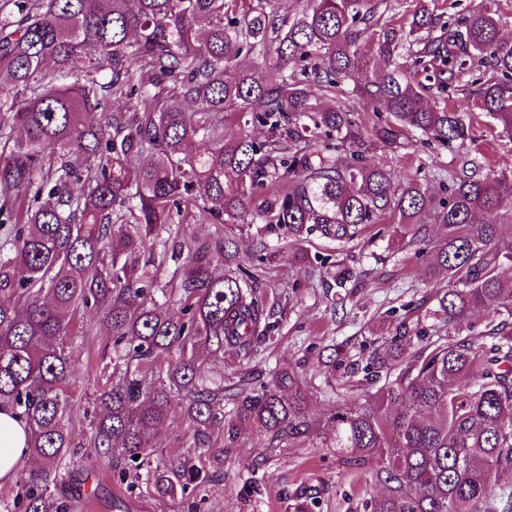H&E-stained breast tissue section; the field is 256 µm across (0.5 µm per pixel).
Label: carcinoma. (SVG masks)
<instances>
[{
	"instance_id": "1",
	"label": "carcinoma",
	"mask_w": 512,
	"mask_h": 512,
	"mask_svg": "<svg viewBox=\"0 0 512 512\" xmlns=\"http://www.w3.org/2000/svg\"><path fill=\"white\" fill-rule=\"evenodd\" d=\"M383 0H306L289 13L278 0H0V407L28 429L18 490L0 512H74L59 496L75 455L68 390L74 339L93 309L112 336V374L96 398L88 447L112 460L120 481L150 466L154 437L173 402L209 459L215 427L250 428L272 441L324 438L343 463L380 462L383 494L367 512H512V199L503 174L477 157L429 173L436 198L415 179L363 160L369 147L406 151L416 137L450 151L472 123L443 105L427 107L409 69L427 63L442 87L476 61L485 68L475 108L512 137V46L499 19L479 11L442 23L424 4L408 29L379 24ZM13 4L8 10L6 6ZM272 60L274 79L241 69L242 57ZM390 65L356 89L375 113L374 140L331 93L371 60ZM131 102L106 110L107 99ZM387 118H382V113ZM235 125L239 133L224 135ZM267 129L258 140L249 128ZM193 206L199 221L280 231L288 259L318 232L343 245L384 214L396 233L429 254L444 274L430 315L445 337L413 354L408 332L365 365L374 399L338 411L315 432L299 372L279 370L259 387L241 376L224 417V377L199 353L247 359L271 330L241 266L222 276L191 258L171 288L163 260L181 252L160 237L173 213ZM443 228L432 240L427 225ZM178 296L180 314L158 297ZM492 315L486 341L459 338L466 317ZM155 491L172 495L205 480L185 459L156 465ZM316 497L295 493L292 512Z\"/></svg>"
}]
</instances>
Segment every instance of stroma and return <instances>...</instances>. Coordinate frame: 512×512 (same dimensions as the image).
Listing matches in <instances>:
<instances>
[{
	"label": "stroma",
	"mask_w": 512,
	"mask_h": 512,
	"mask_svg": "<svg viewBox=\"0 0 512 512\" xmlns=\"http://www.w3.org/2000/svg\"><path fill=\"white\" fill-rule=\"evenodd\" d=\"M490 10L500 19L503 42L512 44V0H435L436 13L462 19L471 12ZM474 73L453 81L446 92L430 89L424 93L427 105L449 103L462 114H470L480 86ZM473 141L466 151L451 152L436 146H417L409 157L373 148L366 152L368 164L383 166L395 176H415L430 164L457 167L466 154L480 153L486 172L512 170V140L489 130L488 118L473 122ZM241 264L257 276V294L274 327L257 345L249 359L225 353L211 362L213 372L223 374L224 391L239 386L241 371H253L261 380L278 369L294 368L312 379L309 415L313 424L324 426L337 408L373 398L376 386L361 383L349 370L351 361L366 359L383 350L399 327L411 335L412 350H419L444 335L443 324L432 318L437 289L445 279L425 275L427 261L415 247L401 241L392 218L371 225L349 245L337 250L334 242L313 234L304 243L309 259L291 263L276 257L260 259L254 228L233 230ZM337 260L360 274L363 285L353 292L333 287L331 273L321 268L324 260ZM88 347L95 349V361H88L87 348H74L72 365L73 427L76 441H84L86 421L83 410L105 385L109 372L104 349L110 344L95 313L85 315ZM159 458L169 462L193 456L192 441L180 406H172L158 431ZM376 467L367 462L365 474L353 477L342 466L336 449L321 441L274 447L260 434L238 430L224 440V465L211 469L210 479L200 491L197 512H290L289 499L300 487H315L319 497L315 512H364V503L379 494L368 474ZM81 483L78 512H188V496L161 497L146 485L117 483L107 462L86 460L78 466Z\"/></svg>",
	"instance_id": "obj_1"
}]
</instances>
